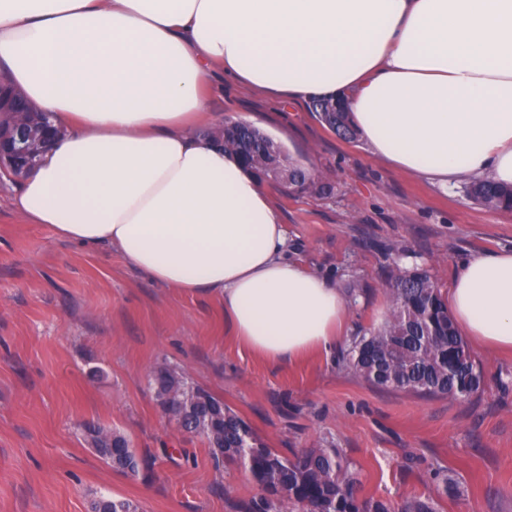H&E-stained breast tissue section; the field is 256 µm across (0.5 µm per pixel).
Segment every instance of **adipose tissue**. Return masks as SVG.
I'll return each mask as SVG.
<instances>
[{"mask_svg": "<svg viewBox=\"0 0 512 512\" xmlns=\"http://www.w3.org/2000/svg\"><path fill=\"white\" fill-rule=\"evenodd\" d=\"M218 72L339 99L378 158L432 183L512 184V0H0V78L62 131L11 178L17 212L220 297L267 361L333 348L345 298L289 259L269 192L199 132ZM448 306L512 350V249L460 264Z\"/></svg>", "mask_w": 512, "mask_h": 512, "instance_id": "adipose-tissue-1", "label": "adipose tissue"}]
</instances>
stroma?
<instances>
[{
    "label": "stroma",
    "instance_id": "1",
    "mask_svg": "<svg viewBox=\"0 0 512 512\" xmlns=\"http://www.w3.org/2000/svg\"><path fill=\"white\" fill-rule=\"evenodd\" d=\"M214 82L213 112L282 130L286 151L331 185L324 197L265 188L290 256L348 294L343 337L327 353L267 362L236 340L219 300L159 285L117 251L26 222L0 182V512H90L103 495L140 512H244L258 487L242 466L215 467L203 438L168 422L148 383L161 362L282 454L336 445L359 469L364 496L512 512V353L468 342L485 377L468 401L379 390L342 362L351 336L384 321L394 264L431 268L450 288L460 262L512 248V212L386 164L308 105ZM87 424L122 432L143 471L128 476L100 459L84 439Z\"/></svg>",
    "mask_w": 512,
    "mask_h": 512
}]
</instances>
